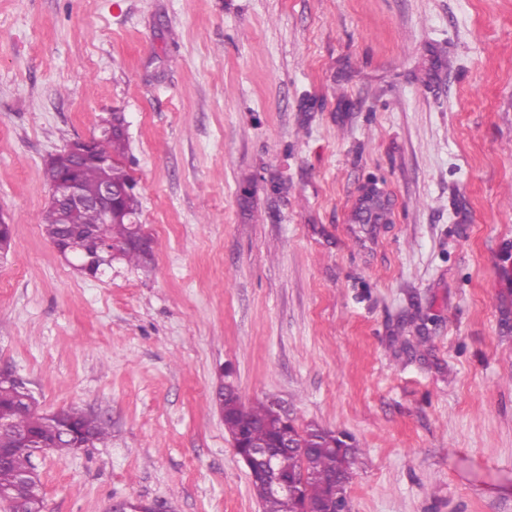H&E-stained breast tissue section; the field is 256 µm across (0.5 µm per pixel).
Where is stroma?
<instances>
[{
	"label": "stroma",
	"instance_id": "stroma-1",
	"mask_svg": "<svg viewBox=\"0 0 512 512\" xmlns=\"http://www.w3.org/2000/svg\"><path fill=\"white\" fill-rule=\"evenodd\" d=\"M115 112L153 261L92 278L36 217ZM0 214V366L111 432L44 512H263L227 370L353 439L352 512H512V0H0Z\"/></svg>",
	"mask_w": 512,
	"mask_h": 512
}]
</instances>
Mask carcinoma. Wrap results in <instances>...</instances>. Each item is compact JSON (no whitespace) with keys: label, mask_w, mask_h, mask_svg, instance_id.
Instances as JSON below:
<instances>
[{"label":"carcinoma","mask_w":512,"mask_h":512,"mask_svg":"<svg viewBox=\"0 0 512 512\" xmlns=\"http://www.w3.org/2000/svg\"><path fill=\"white\" fill-rule=\"evenodd\" d=\"M99 152L112 158L110 164H90L79 170L78 177L86 191L94 194L105 185L124 186L132 181L123 165L127 152L126 136L113 134L98 143ZM390 211L382 196L372 199L367 224L389 223ZM49 240L54 241L65 235L70 253L78 258L85 256L94 240L95 232L103 247L119 255L122 260L143 265L151 257V248H140L131 244L135 230L131 224H104L97 210L89 208L80 216V224L69 228L60 223L55 208L47 206L38 216ZM228 410L224 426L230 435L243 432L252 441H277L280 429L279 419L271 407L264 402L245 404L240 395L226 400ZM66 421L81 430L79 444L93 448L108 438L106 423L78 408L64 410ZM63 421L52 413L38 410L36 399L23 384L0 382V448L16 447L15 434L25 430L37 439L52 446L58 454H72L70 439L62 434ZM298 440L294 448H277L273 457L274 473L297 482L296 491L276 493L272 491L269 479L254 477L251 489L260 501L263 512H304L306 506L314 508L326 505L347 496L346 483L360 449L356 446L340 447L341 433L321 430L311 433V428L295 430ZM34 470L31 455L18 450L6 465L0 466V498L7 503L9 512H44V494L39 476Z\"/></svg>","instance_id":"obj_1"}]
</instances>
